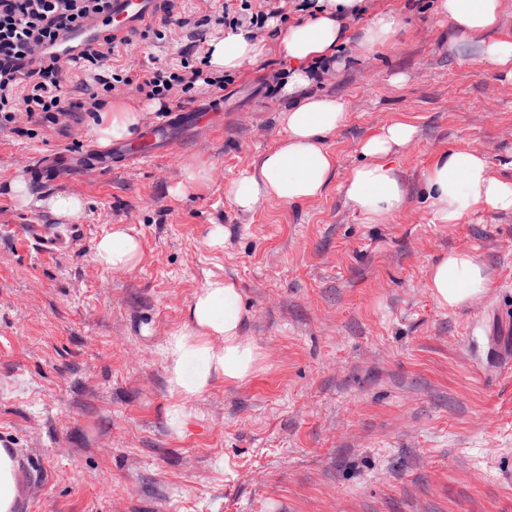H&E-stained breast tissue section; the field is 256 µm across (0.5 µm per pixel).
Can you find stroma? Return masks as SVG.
<instances>
[{
  "instance_id": "obj_1",
  "label": "stroma",
  "mask_w": 512,
  "mask_h": 512,
  "mask_svg": "<svg viewBox=\"0 0 512 512\" xmlns=\"http://www.w3.org/2000/svg\"><path fill=\"white\" fill-rule=\"evenodd\" d=\"M341 21L347 42L311 93L341 99L345 124L324 194L236 210L225 189L280 140L290 65L269 52L224 87V122L139 166L83 176L36 171L46 154L94 144L98 115L58 123L18 118L0 130V442L17 462L11 512H512V212L430 221L424 175L436 156L468 149L512 182V78L485 61L482 37L454 47L437 0H363ZM399 13L391 47L359 52L380 11ZM224 25L174 26L164 39L133 35L121 60L134 72L179 67L192 42ZM125 100L157 119L128 86L99 92L80 73L64 89L82 102ZM405 121L413 142L392 159L405 190L386 222L363 223L343 184L361 142ZM190 163L207 180L173 188ZM81 197L78 233L43 248L22 218L56 223L8 187ZM126 224L140 239L133 267L104 269L97 242ZM224 228V245L206 234ZM472 251L489 286L440 307L430 266ZM213 277L234 280L260 361L241 382L216 379L173 415L161 349Z\"/></svg>"
}]
</instances>
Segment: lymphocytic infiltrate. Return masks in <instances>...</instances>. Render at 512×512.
Instances as JSON below:
<instances>
[{"instance_id": "1", "label": "lymphocytic infiltrate", "mask_w": 512, "mask_h": 512, "mask_svg": "<svg viewBox=\"0 0 512 512\" xmlns=\"http://www.w3.org/2000/svg\"><path fill=\"white\" fill-rule=\"evenodd\" d=\"M112 0H0V129L11 124L17 102H24L30 120L54 121L56 113L74 111L63 89L76 72L93 75L103 91L116 83L136 85L148 99L162 100L173 90L189 92L204 79L202 70L182 63L177 71L158 69L143 74L140 83L119 74L104 76L103 62L118 46L103 36L96 49L61 57L51 49L91 18L110 14Z\"/></svg>"}]
</instances>
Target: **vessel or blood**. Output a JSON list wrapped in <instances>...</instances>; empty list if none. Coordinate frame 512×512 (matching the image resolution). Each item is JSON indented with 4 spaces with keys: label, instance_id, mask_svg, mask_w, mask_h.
Returning a JSON list of instances; mask_svg holds the SVG:
<instances>
[{
    "label": "vessel or blood",
    "instance_id": "b4317fda",
    "mask_svg": "<svg viewBox=\"0 0 512 512\" xmlns=\"http://www.w3.org/2000/svg\"><path fill=\"white\" fill-rule=\"evenodd\" d=\"M161 3L162 0H112V14L106 27L113 38H127L133 31L146 27L159 16ZM97 40L96 26L91 23L84 30L69 36L62 50L75 53L95 46ZM223 108V100L217 99L198 107L178 109L176 113L151 124L137 143L118 144L109 152L93 147L77 153L59 152L55 155L56 167L64 171L102 173L106 171L107 162L114 155L129 163L157 159L179 135L199 129L205 120L211 119L214 113Z\"/></svg>",
    "mask_w": 512,
    "mask_h": 512
}]
</instances>
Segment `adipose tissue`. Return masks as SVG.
<instances>
[{
    "label": "adipose tissue",
    "mask_w": 512,
    "mask_h": 512,
    "mask_svg": "<svg viewBox=\"0 0 512 512\" xmlns=\"http://www.w3.org/2000/svg\"><path fill=\"white\" fill-rule=\"evenodd\" d=\"M361 0H318L313 16L277 29L276 39L293 68L285 92L295 104L280 115L285 135L274 148L264 152L253 170L243 172L226 191L238 210L249 213L265 202H304L320 197L337 164L327 141L347 119L340 99L309 93L310 63L337 56L346 40L339 22L341 10L358 6ZM439 11L461 37L495 30L501 0H439ZM268 53L264 41L238 28L223 39L211 41L207 64L215 73H238L263 60ZM141 110L124 101L112 103L102 112L94 133L100 145L131 137L140 126ZM417 129L396 121L367 137L360 145L365 158L344 184L347 199L364 223L378 224L398 212L405 201V188L390 163L392 155L409 145ZM431 221L455 224L468 212L512 211V182L494 176L484 156L475 150H449L440 154L425 173ZM10 190L25 206L44 208L55 216L75 219L83 210L82 200L58 193L40 197L23 178ZM97 262L115 272L134 266L141 258V242L132 228L113 225L95 246ZM428 286L441 307L454 308L485 290L489 282L484 264L474 252L448 254L431 265ZM246 313L237 284L230 280H208L192 297L187 321L167 338L162 356L170 392L182 403L205 392L215 378L228 382L247 379L255 370L259 353L243 333Z\"/></svg>",
    "instance_id": "1"
}]
</instances>
